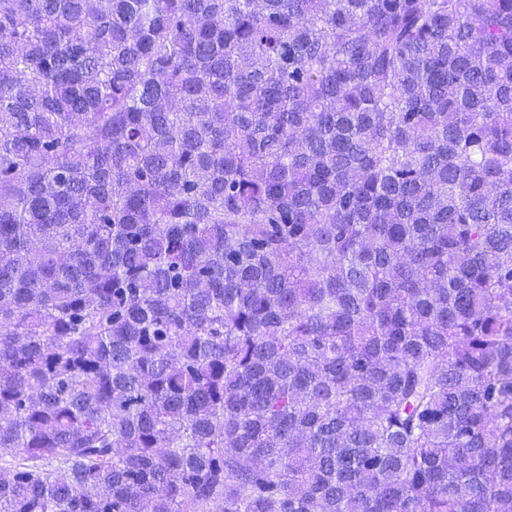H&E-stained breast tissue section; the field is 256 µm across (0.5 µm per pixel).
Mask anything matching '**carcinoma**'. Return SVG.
I'll use <instances>...</instances> for the list:
<instances>
[{
  "mask_svg": "<svg viewBox=\"0 0 512 512\" xmlns=\"http://www.w3.org/2000/svg\"><path fill=\"white\" fill-rule=\"evenodd\" d=\"M0 512H512V0H0Z\"/></svg>",
  "mask_w": 512,
  "mask_h": 512,
  "instance_id": "obj_1",
  "label": "carcinoma"
}]
</instances>
